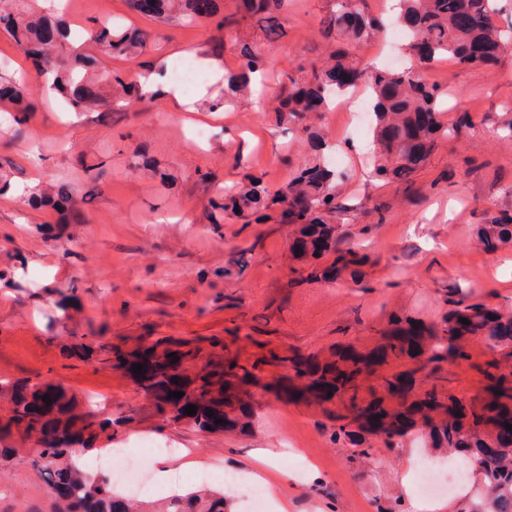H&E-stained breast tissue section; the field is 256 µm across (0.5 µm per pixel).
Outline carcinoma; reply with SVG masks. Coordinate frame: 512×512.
I'll use <instances>...</instances> for the list:
<instances>
[{
	"mask_svg": "<svg viewBox=\"0 0 512 512\" xmlns=\"http://www.w3.org/2000/svg\"><path fill=\"white\" fill-rule=\"evenodd\" d=\"M237 13H219L218 0H127L130 10L159 23L201 21L221 31L236 25L238 17L253 20L267 42L284 35L282 10L288 0H236ZM364 0H334L322 21L320 36L331 46L340 40L366 43L380 37L382 25L363 7ZM496 0H397L396 20L404 28L408 57L423 55L422 62L452 58L460 63L495 65L512 29L496 26ZM0 29L27 49L42 73L52 75L50 90L69 112H91L112 100L126 108L153 94L144 91L141 75L114 71L96 73V53L115 58L142 54L146 35L125 26H94L88 40L69 42L63 19L38 14L31 0H0ZM238 70H226L217 82L218 94L203 100L210 109L226 108L245 97L259 94L272 71L262 50L250 40L235 44ZM276 120L298 124L309 112H325L337 98L362 86L367 111L373 116V141L378 157L376 172L393 180H407L426 160L439 137L448 129L440 120L442 95L424 79L419 69H391L360 63L341 49L331 50L319 65L302 77L281 70L276 76ZM108 86L112 99L102 92ZM36 111L35 92L22 79L0 76V113L20 126ZM299 131L314 140V157L297 167L288 182L276 189L246 176L244 181L219 190L212 209L231 211L243 223L260 210L276 209L280 219L294 226L290 244L298 261L314 260L310 271L296 274L309 279L334 280L349 274L355 282L370 257L346 241L336 218L344 213L339 187L344 172L327 163L322 136L303 126ZM36 204H50L65 212L67 221H79L72 192L58 198L32 194ZM479 241L488 251L512 242V224H480ZM451 308L439 323L396 321L373 347L338 344L325 357L298 352L279 355L273 350L242 358L224 341L212 338L205 347L193 340L159 337L124 351L104 341L79 342L70 354L117 371L142 365L138 381L149 396L154 412L166 421L186 422L213 433L246 435L254 425L255 401L247 386L260 380L266 366L279 365L291 373L262 386L280 400L304 399L321 408L334 422L332 436L344 445L364 447L365 425L376 427L386 446L395 438L415 434L419 451L466 457L465 464L483 475L491 512H512V388L506 385L504 368L512 367V317L467 296L448 291ZM469 320V324L460 319ZM464 337L482 338L487 359L455 352ZM466 361L483 383L484 396L465 398L445 393L448 377L444 364L453 356ZM193 397L196 414L172 408L174 386ZM48 399H43V396ZM0 397L8 408L0 415V478L23 467L46 486L48 509L8 504L3 512H228L224 491L203 483L186 492H175L152 502L115 490L105 473L86 474L75 460V449L97 447L100 436L133 421L111 418L82 407L78 398L49 380L20 378L0 384ZM214 415H207L208 411ZM221 423H216V420ZM492 440L500 451L483 457L481 448Z\"/></svg>",
	"mask_w": 512,
	"mask_h": 512,
	"instance_id": "1",
	"label": "carcinoma"
}]
</instances>
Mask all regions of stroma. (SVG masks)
<instances>
[{
  "mask_svg": "<svg viewBox=\"0 0 512 512\" xmlns=\"http://www.w3.org/2000/svg\"><path fill=\"white\" fill-rule=\"evenodd\" d=\"M330 0H289L284 36L264 44L274 70H298L325 52L319 36ZM67 19L77 27L124 20L146 32L141 58L104 56L102 72L138 71L140 62L202 52L213 25H164L134 14L126 0H82ZM422 72L440 87L445 125L460 115L472 124L439 140L409 181L387 182L371 161V128L353 132L344 152L347 178L340 200L348 228L370 262L361 282L295 283L288 269V227L271 220L211 221L217 188L243 175L278 187L311 157L304 140L279 127L274 113L251 100L204 111L163 98L113 105L75 116L44 96L21 133L0 128V170L20 187L68 185L81 213L63 224L26 195L0 194V380L47 377L102 414L134 416L101 447L126 444L127 433L177 451L174 469L187 475L213 467L253 471L256 448L288 454L264 476L288 512H407L399 476L416 451L412 438L386 447L370 437L371 457L333 441V424L303 402L262 395L246 435L206 433L156 416L128 377L69 355L76 338L102 336L125 348L143 336L175 339L236 337L242 356L257 342L304 355L338 344L372 343L392 317L440 321L449 290L512 313V244L484 252L478 225L512 216V49L493 66L452 59ZM205 132L206 151L191 136ZM104 164L89 183L86 166ZM211 173V185L198 171ZM171 174L163 187L159 173ZM251 260L238 270L235 260ZM74 293L67 309L57 302Z\"/></svg>",
  "mask_w": 512,
  "mask_h": 512,
  "instance_id": "1",
  "label": "stroma"
}]
</instances>
